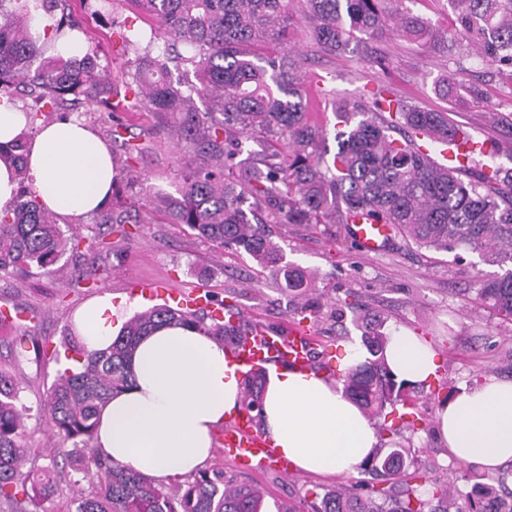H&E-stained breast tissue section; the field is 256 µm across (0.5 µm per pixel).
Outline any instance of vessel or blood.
Wrapping results in <instances>:
<instances>
[{"label": "vessel or blood", "instance_id": "obj_1", "mask_svg": "<svg viewBox=\"0 0 512 512\" xmlns=\"http://www.w3.org/2000/svg\"><path fill=\"white\" fill-rule=\"evenodd\" d=\"M349 233L366 253L383 252L391 240L388 225L361 217L350 225ZM140 293L148 298L163 295L167 304L186 310L195 309L202 295L198 289L186 293L171 287L162 291L154 284L142 286ZM311 349L306 326L293 325L282 334L258 323L246 337L228 346L227 351L230 359L245 372L268 367L305 371L311 365ZM217 444L219 452L243 470L275 469L288 477L295 474L290 461L277 452L271 439L257 427L254 417L247 411H239L225 422Z\"/></svg>", "mask_w": 512, "mask_h": 512}]
</instances>
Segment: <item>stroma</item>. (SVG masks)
I'll return each instance as SVG.
<instances>
[{
	"mask_svg": "<svg viewBox=\"0 0 512 512\" xmlns=\"http://www.w3.org/2000/svg\"><path fill=\"white\" fill-rule=\"evenodd\" d=\"M69 5L84 32V45L96 46L101 68L116 77L126 62L123 35L132 30L146 33L155 25L129 0H70ZM303 69L309 81L308 111L317 124L331 128L336 123L323 90L355 97L364 88L382 84L419 108L447 113L476 140L489 142L490 154L476 155L477 165L512 166V79L477 56L435 51L386 35L337 55L312 56ZM453 72L459 75L458 84L440 94L439 81ZM474 86L480 88V98L471 96ZM79 118L108 142L116 168L125 166L123 140L140 144L141 160L132 175L134 192L175 194L181 143L177 137L153 133L154 113L114 116L100 103L87 101L79 108ZM116 128L121 138H113ZM79 230L101 236L104 243L64 256L62 273H0V309L15 307L22 312L21 320H0V367L16 375L20 399L29 408L25 423L31 433V462L55 463L59 472L54 495L39 503L37 512L70 510L76 475L66 460H54L58 442L39 405L69 365L61 349L75 311L86 301L108 293L114 304L125 303L140 312L153 302L137 294L136 284L159 281L186 291L202 286L212 304L237 303L244 315L278 332L292 325L296 307L278 269L259 268L245 253L216 248L185 225L132 224L124 236L113 232L111 225L86 221ZM270 231L283 246L287 263L314 272L313 286L325 300L352 303L364 315L380 313L386 330L409 328L436 349L437 374L419 396L423 427L403 431L402 442L415 448L440 479H447L457 464L433 435L439 402L449 389L489 375H507L501 357L512 351V325L485 308L476 291L479 277L493 274V267L463 250L437 252L397 237L385 251L366 254L340 224H274ZM19 336L26 339L21 349L15 345ZM209 465L222 470L225 478L265 489L267 501L291 504L298 512H304L314 492L353 483L348 475L303 472L288 478L272 469L249 472L217 452Z\"/></svg>",
	"mask_w": 512,
	"mask_h": 512,
	"instance_id": "35a3bbf8",
	"label": "stroma"
}]
</instances>
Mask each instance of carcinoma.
Wrapping results in <instances>:
<instances>
[{
    "mask_svg": "<svg viewBox=\"0 0 512 512\" xmlns=\"http://www.w3.org/2000/svg\"><path fill=\"white\" fill-rule=\"evenodd\" d=\"M69 0H0V89L15 103H35L23 112L32 128L42 112L74 109L97 99L111 112L147 108L158 118L176 117L184 140L178 195L132 194L125 209L97 212L96 224L152 222L185 224L218 248L234 246L256 264L283 273L288 290L307 295L304 270L284 262L282 246L267 224H347L364 216L388 224L408 243L451 253L463 249L496 266L478 295L499 319L512 323V168H493L475 180L468 165L444 166L422 150L425 141L450 147L458 125L443 112L409 104L385 86L355 99L332 101L336 151L327 131L312 122L304 104L302 59L288 41L297 17L308 23L315 51L334 55L353 41L391 34L415 41L438 38L430 23L413 15L406 0H134L152 15L159 32L134 33L124 43L134 51L125 83L130 97L108 90L97 49L80 56L55 55L34 66L65 29ZM455 19L448 29L483 60L512 69V0H449ZM43 13L54 24L38 33L31 20ZM169 42L158 46V34ZM193 74L185 85L173 77ZM203 99L198 108L194 97ZM28 139L21 133L0 144L15 176L26 171ZM36 192L19 193L0 209V272L62 270L60 259L74 244ZM302 319L341 318L338 303L311 297ZM192 311L159 305L136 313L104 350L78 342L70 350L80 370L60 377L41 400L53 429L69 448L57 453L72 469L91 477L86 494L74 481L76 512H265V494L251 485L224 482L207 468L172 488L130 467L103 459L94 446L96 415L114 394L133 384L129 362L140 338L165 325L198 327L224 347L250 325L230 329ZM365 355L337 378L344 395L373 419L396 405L417 415L416 385L397 379L387 362L385 321L353 319ZM267 375H245L241 408L263 425ZM19 383L0 368V505L6 512H31L30 505L54 494L55 461L26 472L27 441ZM357 492L315 493L310 512H512L483 488L464 493L438 484L418 462L416 449L390 440L379 443L358 467ZM466 506H458L459 499Z\"/></svg>",
    "mask_w": 512,
    "mask_h": 512,
    "instance_id": "obj_1",
    "label": "carcinoma"
}]
</instances>
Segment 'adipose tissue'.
Masks as SVG:
<instances>
[{
	"label": "adipose tissue",
	"mask_w": 512,
	"mask_h": 512,
	"mask_svg": "<svg viewBox=\"0 0 512 512\" xmlns=\"http://www.w3.org/2000/svg\"><path fill=\"white\" fill-rule=\"evenodd\" d=\"M40 200L57 216L81 223L111 191L109 146L77 119L46 125L27 153ZM126 308L111 295L85 302L73 323L88 349L108 347ZM390 368L423 383L439 366L437 353L411 330L390 336ZM132 386L102 408L95 445L113 463L158 483L192 477L212 455V432L238 413L239 373L221 346L203 333L167 326L138 345ZM267 434L280 452L311 474L354 473L375 448L372 423L341 390L312 371L274 373L264 395ZM435 431L457 461L495 473L512 462V379L493 375L462 388L436 409Z\"/></svg>",
	"instance_id": "adipose-tissue-1"
}]
</instances>
